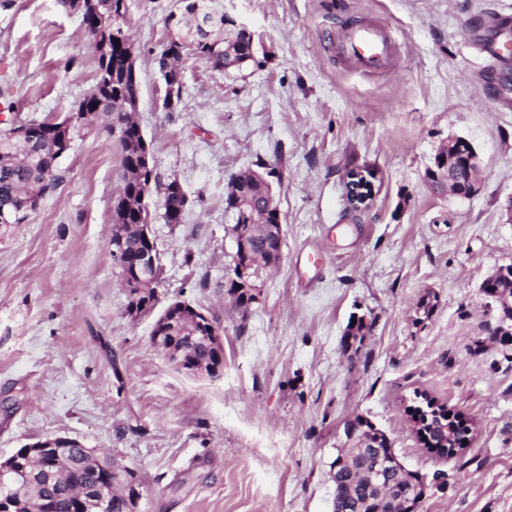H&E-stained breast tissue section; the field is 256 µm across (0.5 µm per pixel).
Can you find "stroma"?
<instances>
[{
  "mask_svg": "<svg viewBox=\"0 0 512 512\" xmlns=\"http://www.w3.org/2000/svg\"><path fill=\"white\" fill-rule=\"evenodd\" d=\"M137 119L160 181L178 179L181 223L150 203L163 274L155 311L127 314L110 244L121 152L110 116L77 140L64 182L24 224L0 232V458L68 436L132 472L133 512H330V464L344 426L369 420L410 470L445 482L418 512H512V346L480 285L512 265V96L486 93L488 64L512 72V0H216L253 36L254 60L216 70L185 52L182 92L162 106L157 59L179 0H126ZM384 23L390 67L366 75L331 37ZM96 51L60 0H0V89L19 121L60 117L95 81ZM471 142L470 198L425 178L449 141ZM373 175L352 210L347 174ZM269 174L284 244L238 312L225 205L232 177ZM433 293L432 318L416 305ZM181 300L224 336V370L194 379L151 343L158 312ZM373 323L357 356L351 316ZM424 393L461 413L470 444L439 460L407 410Z\"/></svg>",
  "mask_w": 512,
  "mask_h": 512,
  "instance_id": "35a3bbf8",
  "label": "stroma"
}]
</instances>
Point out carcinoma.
<instances>
[{"mask_svg":"<svg viewBox=\"0 0 512 512\" xmlns=\"http://www.w3.org/2000/svg\"><path fill=\"white\" fill-rule=\"evenodd\" d=\"M126 0H62L64 7L80 14L85 33L98 45L96 81L89 93L76 103L81 112L97 115L108 114L114 127L123 129V137L118 139L121 148V164L124 170L123 189L125 199L115 210L117 225L113 226L112 236L124 233L120 242L125 252L135 257L144 244L132 225L139 223L141 213L140 197L148 179L137 170L140 149V127L133 119L131 105L139 98V81L130 77L132 64L128 63V53L120 29L114 27L113 18L124 17ZM212 0H183L174 22L176 40L167 44L158 57L159 70L163 77L174 73L179 61L180 50L189 46L194 55L218 70L229 67L239 68L253 59L252 36L224 25V16L211 11ZM65 173L51 148L43 142L17 140L8 133H0V209L19 208L25 197L34 201L43 200L64 182ZM269 186L264 180L246 173L233 179L226 197L238 193L246 195L254 203L255 212L239 213L235 224H252V234L248 238L251 252L267 258L265 247H273L274 234L267 226L281 223L278 207L268 209L262 206ZM163 219L167 224H179L185 210L183 198L172 194L163 204ZM226 292L235 297V304L246 308L253 301V293L237 286L235 282H225ZM176 335L194 337L187 343L188 356L197 363L213 362L212 350L195 334L193 326L182 324ZM366 430V441L383 449L390 448L386 436L375 429L370 422L358 420ZM20 467L28 476L27 486L33 492L25 499L17 501L16 512L30 509L47 512H85L84 503L73 494L77 488L84 490L105 483L106 471L82 448H65L53 457L46 467L36 469L27 458L18 455ZM366 457L353 450L339 451L331 463V479L335 485L331 512H350V505L368 498V477L363 464ZM395 491L385 504L387 512H400L403 503L414 493L419 482V474L402 469L391 474Z\"/></svg>","mask_w":512,"mask_h":512,"instance_id":"1","label":"carcinoma"}]
</instances>
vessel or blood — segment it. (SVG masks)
Returning a JSON list of instances; mask_svg holds the SVG:
<instances>
[{
    "instance_id": "b4317fda",
    "label": "vessel or blood",
    "mask_w": 512,
    "mask_h": 512,
    "mask_svg": "<svg viewBox=\"0 0 512 512\" xmlns=\"http://www.w3.org/2000/svg\"><path fill=\"white\" fill-rule=\"evenodd\" d=\"M393 48L394 42L388 28L373 20L350 26L338 36L337 49L341 57L365 73L385 69Z\"/></svg>"
}]
</instances>
